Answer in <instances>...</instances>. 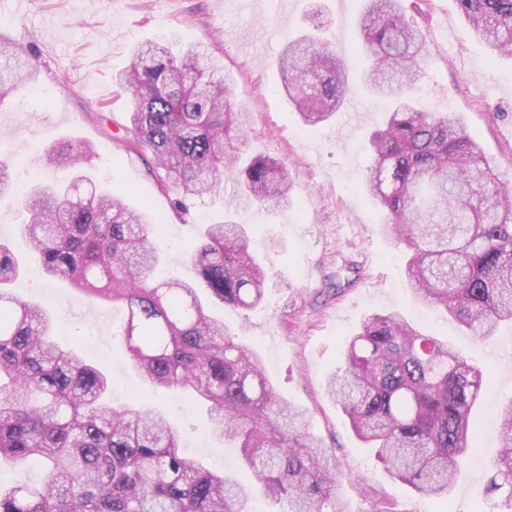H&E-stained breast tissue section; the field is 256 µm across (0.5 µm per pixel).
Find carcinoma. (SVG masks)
<instances>
[{
    "instance_id": "cac0c4a2",
    "label": "carcinoma",
    "mask_w": 512,
    "mask_h": 512,
    "mask_svg": "<svg viewBox=\"0 0 512 512\" xmlns=\"http://www.w3.org/2000/svg\"><path fill=\"white\" fill-rule=\"evenodd\" d=\"M457 3L478 39L512 55V0ZM361 31L372 59L367 84L391 102L386 127L371 139L374 160L361 188L383 212L385 233L408 253L415 298L443 307L486 341L512 322V189L455 113L414 104L409 92L429 41L398 0H367ZM278 67L279 92L304 125L326 122L344 105L343 69L327 44L291 41ZM35 75L31 56L1 47L0 106ZM115 80L133 105L130 124L120 128L123 144L151 153L149 171L174 195L178 214L229 179L239 199L288 206L285 162L256 156L238 164L246 113L232 111L231 83L208 48L192 45L175 56L163 43L141 44ZM46 158L68 175L35 185L22 201L28 220L21 231L41 276L125 304L120 336L141 378L205 406L219 438L238 445L254 484L182 454L166 416L109 404V376L60 348L51 314L7 289L21 264L0 243V459L45 466L38 485L0 483V512H250L258 492L286 503L287 512H346L333 449L310 433L306 412L280 398L257 355L202 299L244 311L263 302L266 275L245 228L229 215L207 225L190 257L196 278L159 281L163 219L131 210L121 191L97 189L83 171L89 146L54 144ZM488 385L487 369L393 311L363 321L328 390L393 477L441 497L477 447L472 408ZM498 416L500 452L485 494L492 508L512 512V400Z\"/></svg>"
}]
</instances>
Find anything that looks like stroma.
I'll use <instances>...</instances> for the list:
<instances>
[{
  "label": "stroma",
  "mask_w": 512,
  "mask_h": 512,
  "mask_svg": "<svg viewBox=\"0 0 512 512\" xmlns=\"http://www.w3.org/2000/svg\"><path fill=\"white\" fill-rule=\"evenodd\" d=\"M401 3L407 18L430 34L412 97L419 106L460 116L500 179L512 183V58L493 56L473 37L456 0ZM364 7L365 0H0V44L26 49L37 66L35 80L18 86L0 112V159L13 164L16 180L15 197L0 201V242L30 258L17 197L34 182L59 177V170L46 166L44 150L61 139L91 146L88 171L97 182L125 191L130 206L145 203L163 217L160 278H193L187 254L203 225L232 212L267 270L268 296L245 314L219 303L211 310L259 355L278 393L307 412L312 432L333 446L337 492L347 512H485V487L499 451L495 411L512 400V324H502L484 342L445 311L417 301L403 252L382 233V213L358 191L387 107L364 82ZM310 34L335 50L347 79L343 109L313 127L303 125L279 93L277 69L286 42ZM155 39L181 49L208 44L232 79L233 110L250 114L243 156H276L288 164L287 209L232 200L228 186L197 203L190 216L178 217L145 162L116 139L118 126L130 121V108L112 74L129 63L133 48ZM13 291L55 316L64 348L110 373L113 403L155 407L175 423L186 454L250 483L239 450L216 438L201 407L179 392L142 383L117 336L123 309L48 283L32 267ZM393 310L492 372L475 409L484 430L480 448L463 457L446 497L419 496L393 478L328 395L345 341L369 314Z\"/></svg>",
  "instance_id": "obj_1"
}]
</instances>
